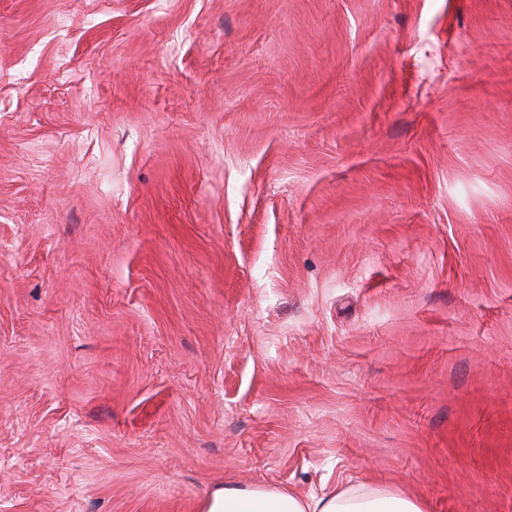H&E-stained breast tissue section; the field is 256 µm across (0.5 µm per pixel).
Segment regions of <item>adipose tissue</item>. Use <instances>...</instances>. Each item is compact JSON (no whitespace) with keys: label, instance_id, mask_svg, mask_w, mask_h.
Segmentation results:
<instances>
[{"label":"adipose tissue","instance_id":"1","mask_svg":"<svg viewBox=\"0 0 512 512\" xmlns=\"http://www.w3.org/2000/svg\"><path fill=\"white\" fill-rule=\"evenodd\" d=\"M205 512H423L418 501L377 488L347 489L303 499L267 486L212 492Z\"/></svg>","mask_w":512,"mask_h":512}]
</instances>
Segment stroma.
Returning <instances> with one entry per match:
<instances>
[{
  "mask_svg": "<svg viewBox=\"0 0 512 512\" xmlns=\"http://www.w3.org/2000/svg\"><path fill=\"white\" fill-rule=\"evenodd\" d=\"M256 485L512 512V0H0V512Z\"/></svg>",
  "mask_w": 512,
  "mask_h": 512,
  "instance_id": "stroma-1",
  "label": "stroma"
}]
</instances>
